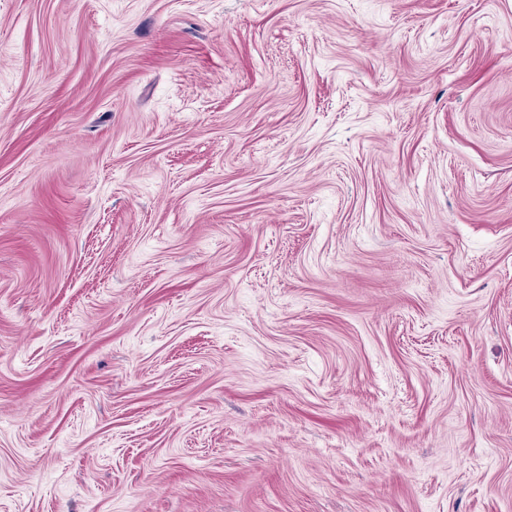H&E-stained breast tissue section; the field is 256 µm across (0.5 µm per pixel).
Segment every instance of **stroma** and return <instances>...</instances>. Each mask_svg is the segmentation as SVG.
Instances as JSON below:
<instances>
[{
    "mask_svg": "<svg viewBox=\"0 0 512 512\" xmlns=\"http://www.w3.org/2000/svg\"><path fill=\"white\" fill-rule=\"evenodd\" d=\"M0 512H512V0H0Z\"/></svg>",
    "mask_w": 512,
    "mask_h": 512,
    "instance_id": "1",
    "label": "stroma"
}]
</instances>
